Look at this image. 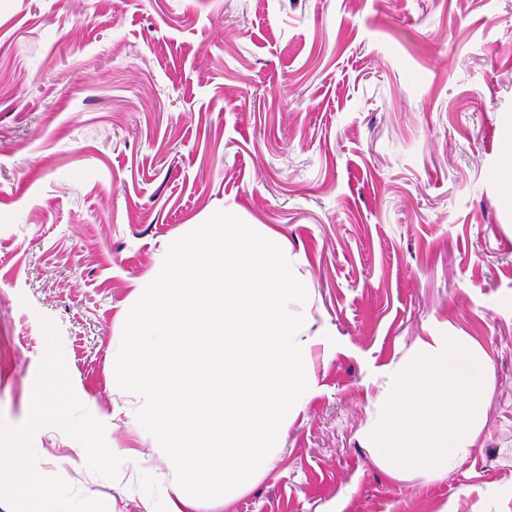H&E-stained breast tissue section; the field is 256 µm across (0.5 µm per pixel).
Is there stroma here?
<instances>
[{
    "mask_svg": "<svg viewBox=\"0 0 512 512\" xmlns=\"http://www.w3.org/2000/svg\"><path fill=\"white\" fill-rule=\"evenodd\" d=\"M512 0H0V420L53 321L121 458L33 437L38 469L146 512L173 463L115 377L165 249L214 212L274 230L308 293L315 392L215 512H512ZM491 369L452 472L387 476L366 430L418 337Z\"/></svg>",
    "mask_w": 512,
    "mask_h": 512,
    "instance_id": "1",
    "label": "stroma"
}]
</instances>
